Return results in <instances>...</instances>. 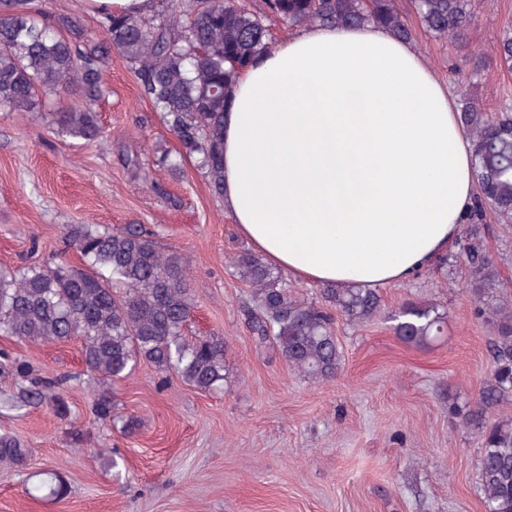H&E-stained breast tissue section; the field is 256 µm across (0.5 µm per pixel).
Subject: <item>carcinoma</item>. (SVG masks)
Segmentation results:
<instances>
[{"label": "carcinoma", "mask_w": 512, "mask_h": 512, "mask_svg": "<svg viewBox=\"0 0 512 512\" xmlns=\"http://www.w3.org/2000/svg\"><path fill=\"white\" fill-rule=\"evenodd\" d=\"M161 2L162 9L151 15L106 11L100 20L105 37L80 41L72 37L79 26L71 17L46 23L30 0H0V109L31 112L39 91L62 95L71 102L53 113L59 133L96 142L103 134L93 108L101 94V66L116 52L134 69L143 95L163 112L180 144L178 157L166 152L161 162L176 170L178 159L196 157L220 195L226 99L238 74L270 49L269 17L290 27L377 23L412 39L396 0H266L264 13L251 11L243 0ZM413 7L421 25L439 39H463L474 21L472 0H414ZM495 51L500 66L512 70V29L500 33ZM459 119L472 142L475 185L459 234L460 256L475 311L493 336L494 369L475 399L463 403L448 396V411L483 437L486 512H512V419L494 418L496 406L512 393V299L499 294L500 273L482 228L488 210L498 223L512 224V105L493 114L464 92ZM67 240L87 269L0 266L1 334L31 343L77 338L86 370L99 382L120 381L143 361L198 392L224 391L230 375L224 337L185 335L195 301L189 262L181 253L164 250L143 224H77L68 228ZM230 265L253 292L247 327L255 344L275 348L294 372L314 382L329 381L340 369L336 317L361 326L382 311L376 288L327 285L319 305L258 253L241 251ZM392 320L395 335L417 346L434 343L447 327V316L433 302H407ZM5 369L16 376L15 392L5 403L15 409L46 404L66 415L60 380L42 377L7 354L0 362V371ZM26 452L18 436L0 434L1 465L20 463ZM29 494L57 499L64 485L49 476Z\"/></svg>", "instance_id": "cac0c4a2"}]
</instances>
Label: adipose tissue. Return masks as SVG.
Returning a JSON list of instances; mask_svg holds the SVG:
<instances>
[{
  "mask_svg": "<svg viewBox=\"0 0 512 512\" xmlns=\"http://www.w3.org/2000/svg\"><path fill=\"white\" fill-rule=\"evenodd\" d=\"M456 99L378 25H314L237 79L224 114V211L310 284L404 283L447 252L473 202Z\"/></svg>",
  "mask_w": 512,
  "mask_h": 512,
  "instance_id": "ef3b65f1",
  "label": "adipose tissue"
}]
</instances>
